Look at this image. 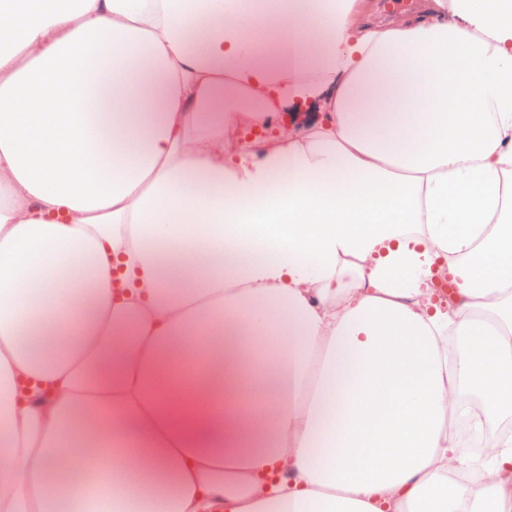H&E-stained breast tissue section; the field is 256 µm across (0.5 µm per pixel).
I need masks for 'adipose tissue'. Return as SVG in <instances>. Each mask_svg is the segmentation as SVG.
Segmentation results:
<instances>
[{
    "label": "adipose tissue",
    "instance_id": "1",
    "mask_svg": "<svg viewBox=\"0 0 512 512\" xmlns=\"http://www.w3.org/2000/svg\"><path fill=\"white\" fill-rule=\"evenodd\" d=\"M465 391L512 418V0H0V512H512ZM375 18L387 21L411 14L418 0H374Z\"/></svg>",
    "mask_w": 512,
    "mask_h": 512
}]
</instances>
